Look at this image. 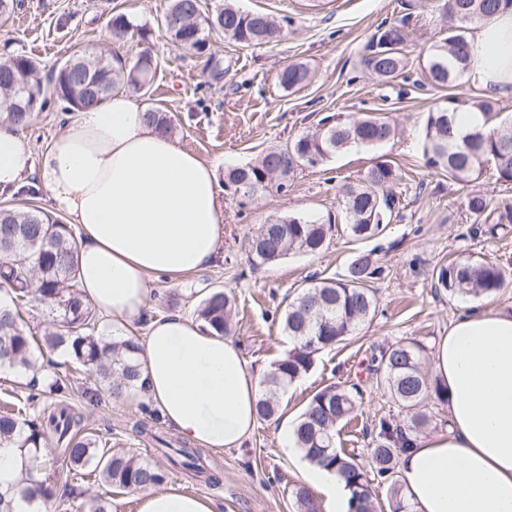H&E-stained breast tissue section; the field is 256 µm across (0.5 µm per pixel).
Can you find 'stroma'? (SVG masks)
<instances>
[{
	"mask_svg": "<svg viewBox=\"0 0 512 512\" xmlns=\"http://www.w3.org/2000/svg\"><path fill=\"white\" fill-rule=\"evenodd\" d=\"M234 2L241 10L275 16L283 36L274 43L244 46L212 35L210 51L225 69L217 85L211 82L204 57L168 39L160 23L166 0H24L0 28V53L26 54L49 69L77 50L109 48L129 60L151 50L158 69L148 92L139 95L140 104L161 105L173 136L217 169L223 185L221 256L213 266L179 281L153 279L147 315L134 324L136 336L144 335L151 318L192 314L196 295L219 286L235 296L233 342L253 373L265 375L291 346L280 325L284 297L295 295L311 280L341 277L359 251L372 253L383 269L370 285L377 299L375 315L345 343L320 353L311 371L280 396L277 413L258 421L242 447L208 450L211 471L218 479L214 485L167 465L159 450L136 435L132 425L138 420L155 424L163 435L172 433L140 394L113 397L95 374L75 372L63 351L48 353L38 376L0 373V412L18 408L20 396L32 384L43 386L54 376H70L73 392L65 402L83 417L74 429L77 436L92 438L101 449H136L163 466L164 487L207 497L214 512H297L291 490L302 481V458L284 448L282 435L317 391L333 383L360 385L362 403L341 427L336 442L359 461H367L366 428L382 416L407 418L369 374L371 355L397 341L414 342L432 352L458 312L470 305L512 310V283L479 296H454L433 286L434 271L452 258L470 256L512 268V224H497L480 236H470L471 220L463 206L470 191L486 195L495 206L512 202V183L498 181L490 166L462 187L426 164L422 139L428 112L452 96L463 101L483 97L469 83L449 89L435 86L428 77L423 56L445 37L448 27L438 0ZM408 12L417 13L419 23L405 49V67L392 82L381 81L363 66V48L381 23L395 22ZM117 13L147 26L149 39L133 31L123 40H113L108 23ZM291 64L305 66L308 77L289 91L280 86L277 75ZM364 114L396 120L401 136L376 149H348L316 167L300 165L285 189L250 201L227 188L230 168L254 161L270 147L293 142L325 117ZM379 161L391 162L398 171L392 191L400 204L382 236L357 242L342 230L343 188L362 181ZM288 214L331 222L336 229L317 255L251 265L246 240L253 228L269 216ZM46 473L52 481L83 489L87 496L109 499L114 512H138L136 492L102 485L88 468L73 467L60 452L50 454Z\"/></svg>",
	"mask_w": 512,
	"mask_h": 512,
	"instance_id": "1",
	"label": "stroma"
}]
</instances>
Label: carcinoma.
Instances as JSON below:
<instances>
[{"instance_id":"carcinoma-1","label":"carcinoma","mask_w":512,"mask_h":512,"mask_svg":"<svg viewBox=\"0 0 512 512\" xmlns=\"http://www.w3.org/2000/svg\"><path fill=\"white\" fill-rule=\"evenodd\" d=\"M216 2L214 10L204 12L201 0H168L161 26L173 43L198 55L209 50L214 33L245 45L268 44L281 37L282 26L269 15L242 11L231 0ZM511 8L512 0H442L440 11L448 19V31L426 60L432 83L457 86L471 65L472 26ZM409 24L410 17L406 16L378 27L364 47L362 62L368 70L386 81L400 74ZM110 29L116 39L133 29L144 40L149 35L146 27L134 24L123 13L112 16ZM157 67L158 61L148 52L130 62L104 50L97 54L76 52L44 75L41 65L28 55L0 56V115L25 128L36 113L52 106L63 112H78L121 88L145 91ZM306 77V68L293 64L280 72L279 83L291 90ZM448 104L450 107L437 108L427 115L425 152L429 166L443 169L448 179L466 185L491 164L498 180L511 183L512 121L497 120L493 101H476L472 106L482 112L484 122L474 129L477 139H463L455 129L453 105L457 100L450 97ZM146 117L160 131L172 132L164 110L148 108ZM396 136L395 122L385 116H351L336 121L328 116L316 130L289 146L269 150L256 161L231 169L228 182L245 198L265 192L274 182L280 189L300 163L316 167L349 148H377ZM397 179V169L388 161H380L367 171L364 184L347 187L343 198L344 232L355 240L381 234L392 218L395 198L389 188ZM464 206L473 217L470 233L476 237L489 217L490 201L483 194L470 192ZM330 231L331 225L298 214L270 216L248 238L251 262L265 266L291 254L314 255L324 248ZM77 253V240L60 221L32 207L0 208V283L11 294V304L0 305V369L36 371L35 349H61L75 364L95 369L113 394H130L137 390L139 371L133 354L140 346L132 338L106 340L96 335L94 311L77 288ZM381 273L372 253L359 251L344 277L315 281L287 304L281 324L292 347L261 382L264 391L257 403L258 418L274 416L279 392L309 372L322 350L343 344L374 314L376 299L369 283ZM511 276L495 263L455 259L437 269L435 287L453 295L488 294L503 288ZM31 301L49 307L58 316L39 339L27 331L19 311ZM232 308V295L213 287L195 306L193 315L215 332L228 336L232 331ZM372 361L369 370L379 375V383L399 406L412 412L410 423L379 419L367 432L372 445L369 460L358 462L336 447V427L353 414L360 391L330 385L306 404L294 428L295 447L309 462L332 469L345 480L351 492L349 512H377L376 485L386 487L391 512H408L401 496L398 458L414 447L412 436L424 422L418 409L432 398L446 402V391L432 382L423 367V349L414 344L387 346ZM71 388L69 379L56 376L48 384V391L27 394L26 403L37 407V415L31 420L8 411L1 413L0 446L14 441L20 448L37 452L54 438L71 465L93 466L98 480L111 488L161 484L165 479L161 466L142 459L135 451H101L95 442L70 435L77 424L76 416L58 398ZM136 432L155 442L173 466L195 476L206 473L199 449L179 439L161 437L143 423L136 425ZM35 485V491H24L30 508L35 497L46 500L55 495L46 481L37 480ZM62 496L69 499V507L75 512H107L104 500L88 504L82 494L66 484ZM292 496L299 512H317L305 486H295Z\"/></svg>"}]
</instances>
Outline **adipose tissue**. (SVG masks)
<instances>
[{
  "label": "adipose tissue",
  "mask_w": 512,
  "mask_h": 512,
  "mask_svg": "<svg viewBox=\"0 0 512 512\" xmlns=\"http://www.w3.org/2000/svg\"><path fill=\"white\" fill-rule=\"evenodd\" d=\"M468 82L512 96V10L470 38ZM39 185L80 235L77 283L113 333L127 335L148 306L152 276L177 280L220 256L224 213L214 165L159 132L127 92L76 112L40 155L20 126L0 118V190ZM143 399L190 445L239 448L257 422L256 377L238 346L178 314L153 319L137 355ZM431 370L447 391L446 431L400 455L402 492L413 512H512V311L458 314L435 344ZM41 460L0 447V486L24 489ZM326 512H348L336 472H300ZM139 512H211L208 499L143 489Z\"/></svg>",
  "instance_id": "obj_1"
}]
</instances>
